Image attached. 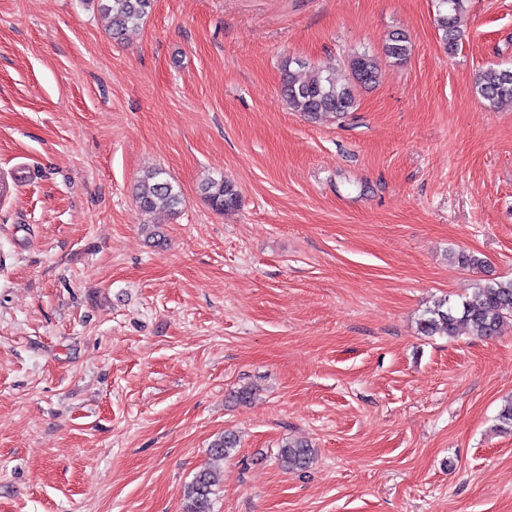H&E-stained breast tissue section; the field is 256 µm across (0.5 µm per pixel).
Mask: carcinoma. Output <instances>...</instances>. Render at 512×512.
Instances as JSON below:
<instances>
[{
    "label": "carcinoma",
    "mask_w": 512,
    "mask_h": 512,
    "mask_svg": "<svg viewBox=\"0 0 512 512\" xmlns=\"http://www.w3.org/2000/svg\"><path fill=\"white\" fill-rule=\"evenodd\" d=\"M154 0H101L100 11L108 20V30L114 39H121L127 31L144 22L152 11ZM443 11L437 18L438 30L448 51L458 49L462 39L460 13L462 0H439ZM411 53L409 37L403 32L392 33L383 47L386 58L404 63ZM309 69L308 77L299 79L295 70ZM350 77L341 82L335 68L327 65L307 67V63L286 59L282 65V96L288 108L311 119L322 115L340 117L356 106V90L376 82L379 64L366 53L356 54L348 63ZM476 93L493 109L512 107V69L489 67L478 73ZM200 192L219 213L237 209L241 194L237 185L224 177L209 178L200 186ZM139 208L151 212L163 207L176 213L185 199L179 186L166 177L161 168L148 171L139 180L136 192ZM477 300L465 299L457 306L443 299L426 310L419 319V330L425 336L454 338L467 333L493 338L512 322V279L489 280L476 288ZM237 436L228 431L214 440L209 456L222 461L237 447ZM278 456L287 470L301 471L313 460L314 450L308 444L287 441L279 448ZM223 475L207 466L200 469L185 490V512H213V496Z\"/></svg>",
    "instance_id": "obj_1"
}]
</instances>
